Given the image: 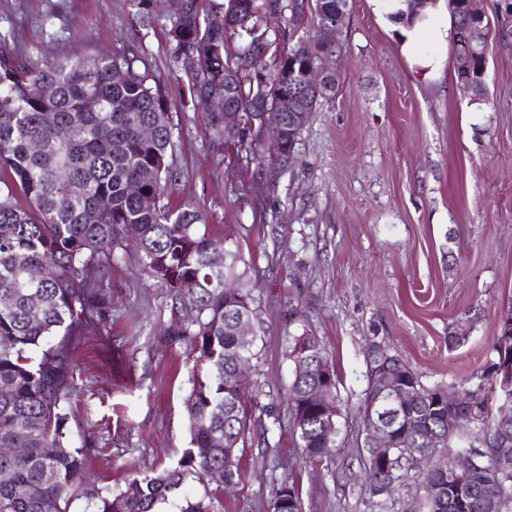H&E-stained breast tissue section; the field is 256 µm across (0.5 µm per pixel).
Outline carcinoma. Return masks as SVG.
I'll list each match as a JSON object with an SVG mask.
<instances>
[{
  "label": "carcinoma",
  "mask_w": 512,
  "mask_h": 512,
  "mask_svg": "<svg viewBox=\"0 0 512 512\" xmlns=\"http://www.w3.org/2000/svg\"><path fill=\"white\" fill-rule=\"evenodd\" d=\"M182 0L170 15L155 0H131L137 23L163 22L167 57L177 66L191 54L197 60L185 72L192 107L206 112L214 147L233 144L237 152L265 166L270 156L260 149L259 112L288 91V111L319 107L336 97V78L323 92L301 86L307 69L324 72L336 56V45L311 44L315 26L341 21L339 5L349 0ZM407 10L390 14L395 23H409L422 0H406ZM456 41H465L468 0H451ZM278 18L280 26L268 28ZM487 47L471 56L470 90L485 91ZM49 84L54 93L41 89ZM92 98L96 112L85 111ZM239 110L235 128L224 130V106ZM153 128L150 137L140 127ZM303 129L288 122L283 153L295 151ZM40 149H31L33 142ZM10 180L0 183V448H25L21 456H0V512H71L85 478L86 456L73 447L69 426L74 396V339L89 322L105 320L101 282L117 259L116 251H136L143 274L166 283L193 316L171 320L167 341L183 344L192 361L184 406L189 447L176 465L139 473L124 486L97 497L92 512H155L175 495L185 479L207 477L216 486L244 477L241 457L224 453L256 434L268 443L277 429L291 437L301 459L321 461L337 447L326 424L338 417V377L320 340L308 333L292 339L288 357L307 369L294 373L286 397V414L275 406L262 409L271 423L255 422L256 396L233 378L251 367L255 341L236 336V321L256 317L252 288L243 280L241 253L209 233L196 202L179 207L165 202L179 185L170 100L162 74L139 55L116 51L91 61L83 58H33L0 45V170ZM132 182L140 192L128 191ZM29 206L21 208L16 194ZM150 197L154 204L145 205ZM136 240L127 237L129 229ZM224 248V262L211 254ZM49 266L53 275L34 281L33 268ZM240 287L224 291V281ZM494 359L474 386L453 391L467 395L453 404L438 402L448 389L422 383L404 360L378 350L369 375L385 364L407 377L408 392L396 411L377 414L393 426L397 447L380 464L367 457L366 482L372 496L395 486L413 468L414 456L440 451L434 468L421 481L424 512H496L484 495L492 494L512 512V473L487 472L494 437L512 440V386L499 369L512 358V342L498 336ZM327 370V407L309 402L308 392ZM458 453L474 456L479 470L454 477L447 461ZM294 501L288 512H301L299 490L290 477L277 485L271 512H281L283 499ZM213 494L186 498L177 512H216Z\"/></svg>",
  "instance_id": "obj_1"
}]
</instances>
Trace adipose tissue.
<instances>
[{
	"instance_id": "ef3b65f1",
	"label": "adipose tissue",
	"mask_w": 512,
	"mask_h": 512,
	"mask_svg": "<svg viewBox=\"0 0 512 512\" xmlns=\"http://www.w3.org/2000/svg\"><path fill=\"white\" fill-rule=\"evenodd\" d=\"M395 32L403 56L421 78L432 77L445 68L446 49L454 40V26L442 7L426 8L412 25H396ZM426 39L439 45V53L420 52L419 45Z\"/></svg>"
}]
</instances>
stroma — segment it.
Here are the masks:
<instances>
[{
  "label": "stroma",
  "instance_id": "35a3bbf8",
  "mask_svg": "<svg viewBox=\"0 0 512 512\" xmlns=\"http://www.w3.org/2000/svg\"><path fill=\"white\" fill-rule=\"evenodd\" d=\"M336 40V98L314 112L286 171L214 149L202 112L173 115L185 176L171 204L200 203L209 230L250 263L262 329L248 380L259 402L285 399L286 347L304 332L339 378L332 459L298 460L285 439L244 448L246 477L232 488L185 480L179 496L217 494L221 512H271L287 473L301 512H419L416 472L379 500L366 485L358 406L371 347L400 355L426 385L450 387L484 371L512 306V36L491 32L481 96L444 73L419 79L370 0H352ZM0 43L35 58L131 49L161 72L172 99L186 92L164 27H139L130 0H0ZM101 291L106 319L75 348L70 427L91 444L71 512H91L127 475L168 467L189 442L191 364L185 346L162 340L189 309L145 278L131 251L119 252ZM459 331L465 344L449 349Z\"/></svg>",
  "mask_w": 512,
  "mask_h": 512
}]
</instances>
